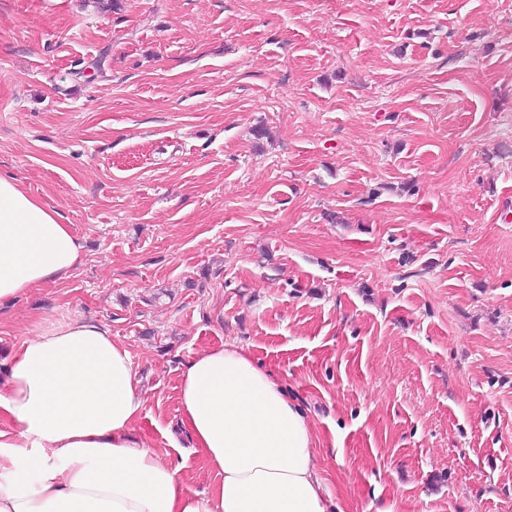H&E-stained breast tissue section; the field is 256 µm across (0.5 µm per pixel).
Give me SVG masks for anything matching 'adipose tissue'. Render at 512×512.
Instances as JSON below:
<instances>
[{"label": "adipose tissue", "mask_w": 512, "mask_h": 512, "mask_svg": "<svg viewBox=\"0 0 512 512\" xmlns=\"http://www.w3.org/2000/svg\"><path fill=\"white\" fill-rule=\"evenodd\" d=\"M81 256L61 214L0 175V302L67 278ZM137 384L129 349L94 321L18 345L0 375V512H334L305 410L244 347L207 349L180 376L181 422L213 488L190 489L134 437Z\"/></svg>", "instance_id": "adipose-tissue-1"}]
</instances>
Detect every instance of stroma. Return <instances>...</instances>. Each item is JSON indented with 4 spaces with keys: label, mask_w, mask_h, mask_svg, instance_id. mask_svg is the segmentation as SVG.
<instances>
[{
    "label": "stroma",
    "mask_w": 512,
    "mask_h": 512,
    "mask_svg": "<svg viewBox=\"0 0 512 512\" xmlns=\"http://www.w3.org/2000/svg\"><path fill=\"white\" fill-rule=\"evenodd\" d=\"M0 174L84 245L0 360L107 326L192 489L181 370L233 343L345 512H512V0H0Z\"/></svg>",
    "instance_id": "35a3bbf8"
}]
</instances>
